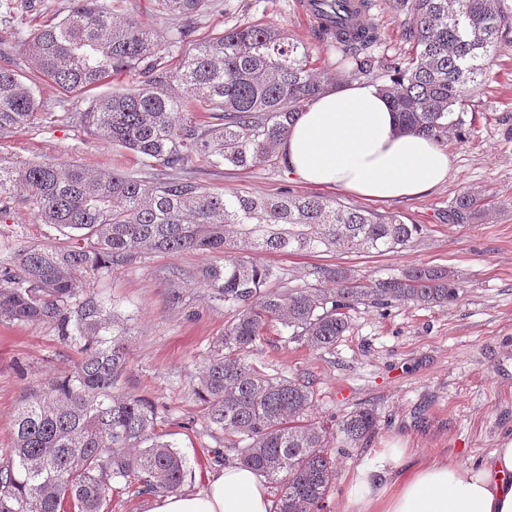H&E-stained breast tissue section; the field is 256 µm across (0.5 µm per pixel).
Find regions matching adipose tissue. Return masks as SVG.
Here are the masks:
<instances>
[{"label":"adipose tissue","instance_id":"obj_1","mask_svg":"<svg viewBox=\"0 0 512 512\" xmlns=\"http://www.w3.org/2000/svg\"><path fill=\"white\" fill-rule=\"evenodd\" d=\"M280 151L304 184L335 187L371 201L421 195L444 182L450 158L436 142L399 131L378 88L354 83L327 92L299 114ZM353 512H512V439L473 466L412 462L384 449L359 467L347 496ZM276 502L250 469L226 466L197 493L154 496L148 512H274Z\"/></svg>","mask_w":512,"mask_h":512}]
</instances>
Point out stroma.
<instances>
[{
    "instance_id": "obj_1",
    "label": "stroma",
    "mask_w": 512,
    "mask_h": 512,
    "mask_svg": "<svg viewBox=\"0 0 512 512\" xmlns=\"http://www.w3.org/2000/svg\"><path fill=\"white\" fill-rule=\"evenodd\" d=\"M195 41L242 21L275 25L308 46L314 68L335 73L339 84L353 78L339 70L337 48L318 37V28L297 12L298 0H210ZM366 23L375 25L381 57H405L412 50L405 16L397 0H372ZM72 0H32L12 27L0 24V66L31 76L33 65L13 29L33 37L64 16ZM115 14L151 24L161 33L181 26L180 18L157 0H113ZM488 79L472 94L475 117L464 141L449 139L447 179L413 198L367 201L334 188L294 181L284 165L259 163L248 169L202 166L203 184L273 196L281 189L322 196L347 206L401 215L424 225L413 245L386 255L351 253H262L258 262L284 269L303 283L311 266L338 264L362 279L387 278L415 266L448 269L462 284L457 302L445 307L396 305L387 312L358 304L336 345L316 350L269 327L249 360L266 373L309 379V421L334 425L359 407L375 410L380 426L360 448L336 457V480L323 512H350L346 497L352 474L394 443L405 444L416 460L452 459L473 465L512 437V45L485 58ZM0 155L13 160L55 159L98 173L139 172L130 151L90 135L79 123L56 122L0 133ZM467 190L485 193L489 211L470 224H454L448 211ZM64 231L37 222L18 205L0 217V265L15 260L31 244L62 246ZM204 262L193 252H153L97 281L96 292L127 319L129 357L126 388L159 409V433L185 457L190 474L185 491L205 488L219 467L222 437L203 427V411L193 386L231 314L210 301L206 290L171 279L174 269L196 271ZM75 348L62 343L48 323H0V463L13 445L11 422L21 397L47 378L68 371Z\"/></svg>"
}]
</instances>
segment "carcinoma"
I'll return each mask as SVG.
<instances>
[{
	"label": "carcinoma",
	"instance_id": "carcinoma-1",
	"mask_svg": "<svg viewBox=\"0 0 512 512\" xmlns=\"http://www.w3.org/2000/svg\"><path fill=\"white\" fill-rule=\"evenodd\" d=\"M67 15L22 42L37 74L28 80L0 67V132L47 119L78 122L92 135L135 153L144 172L107 175L55 160L0 156V216L18 204L42 224L73 232L63 247L33 245L0 270V321L52 323L80 358L69 372L26 393L12 422L11 459L0 466V512H104L112 481L147 494H177L189 470L175 446L156 433L155 404L125 390L127 323L92 283L149 251L198 252L209 262L189 275L213 301L233 311L224 336L198 375L206 431L224 435V458L272 485L279 512H320L335 479L326 428L306 418L309 381L267 375L247 361L275 322L316 349L348 329L356 304L445 306L463 292L446 270L413 267L399 277L364 281L342 265H315L304 285L260 264L261 252L345 249L394 253L423 231L396 214L345 206L334 199L281 193L246 195L211 188L193 176L204 164L249 168L279 163V147L302 107L330 91L311 51L274 25L240 22L202 43L193 40L209 0H158L183 18L163 35L135 20H114L112 0H73ZM332 28L321 37L339 48V66L357 78L389 81L379 90L399 130L442 143L466 132L467 93L484 74L482 60L512 43L507 0H399L414 51L384 60L370 52L371 26L339 19L346 0H323ZM181 51L179 66L161 53ZM121 72L137 88L95 96L83 112L38 111V81L88 92ZM488 202L459 196L448 220L479 219ZM378 428L373 410L336 423L339 450L350 451Z\"/></svg>",
	"mask_w": 512,
	"mask_h": 512
}]
</instances>
